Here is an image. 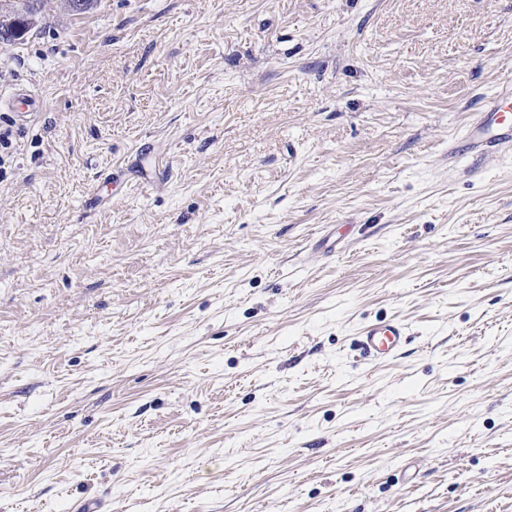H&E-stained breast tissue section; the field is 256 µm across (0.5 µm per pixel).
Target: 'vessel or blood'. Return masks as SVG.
Masks as SVG:
<instances>
[{
  "instance_id": "vessel-or-blood-1",
  "label": "vessel or blood",
  "mask_w": 512,
  "mask_h": 512,
  "mask_svg": "<svg viewBox=\"0 0 512 512\" xmlns=\"http://www.w3.org/2000/svg\"><path fill=\"white\" fill-rule=\"evenodd\" d=\"M512 152V87L490 97L484 109L474 113L462 135L448 146L449 157L462 153L485 156ZM409 334L401 321L390 319L365 324L358 338L360 350L376 360L398 355Z\"/></svg>"
}]
</instances>
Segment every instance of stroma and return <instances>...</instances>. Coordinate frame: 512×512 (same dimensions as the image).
I'll use <instances>...</instances> for the list:
<instances>
[{"instance_id": "obj_1", "label": "stroma", "mask_w": 512, "mask_h": 512, "mask_svg": "<svg viewBox=\"0 0 512 512\" xmlns=\"http://www.w3.org/2000/svg\"><path fill=\"white\" fill-rule=\"evenodd\" d=\"M33 4L0 512H512V153L448 156L512 0ZM410 336L408 327L401 321L390 319L365 324L358 338L360 350L375 360H389L398 355Z\"/></svg>"}]
</instances>
